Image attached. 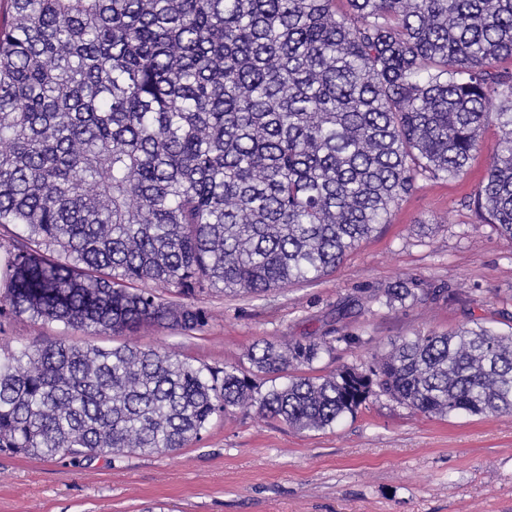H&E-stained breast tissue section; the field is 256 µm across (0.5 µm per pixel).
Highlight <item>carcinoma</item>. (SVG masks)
<instances>
[{"label":"carcinoma","mask_w":512,"mask_h":512,"mask_svg":"<svg viewBox=\"0 0 512 512\" xmlns=\"http://www.w3.org/2000/svg\"><path fill=\"white\" fill-rule=\"evenodd\" d=\"M3 0L0 320L200 331L186 300L333 272L417 179L500 136L475 208L512 240V0ZM164 288L166 299L148 284ZM416 281L392 307L436 298ZM351 336L257 341L250 367L21 338L0 353V452L169 454L257 408L321 431L384 395L424 416L512 413V331L481 323L298 374Z\"/></svg>","instance_id":"carcinoma-1"}]
</instances>
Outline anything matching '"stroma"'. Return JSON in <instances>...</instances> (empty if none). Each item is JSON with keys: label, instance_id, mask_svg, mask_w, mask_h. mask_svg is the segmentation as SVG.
Masks as SVG:
<instances>
[{"label": "stroma", "instance_id": "stroma-1", "mask_svg": "<svg viewBox=\"0 0 512 512\" xmlns=\"http://www.w3.org/2000/svg\"><path fill=\"white\" fill-rule=\"evenodd\" d=\"M498 138L497 126L487 125L463 175L418 179L388 224L328 276L260 297H196L210 314L202 331L161 329L139 344L221 367L246 365L260 339L352 336L353 344L315 362V375L324 376L370 362L398 337L471 319L507 330L512 241L471 203ZM403 280L444 295L403 307L370 302L374 289ZM35 335L120 342L24 316L0 329L10 344ZM0 512H512V414L426 417L373 396L320 432L296 431L251 408L214 421L200 441L170 454L84 461L0 453Z\"/></svg>", "mask_w": 512, "mask_h": 512}]
</instances>
